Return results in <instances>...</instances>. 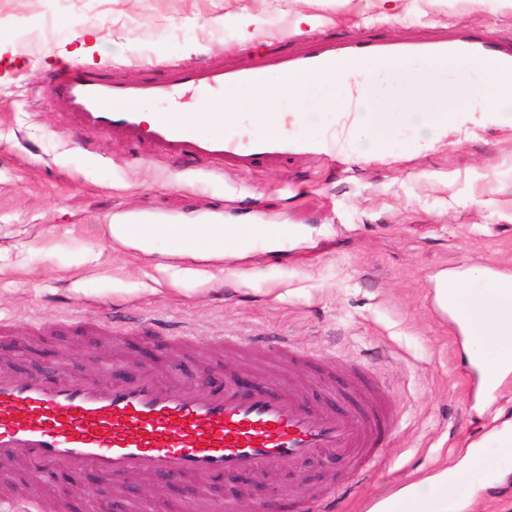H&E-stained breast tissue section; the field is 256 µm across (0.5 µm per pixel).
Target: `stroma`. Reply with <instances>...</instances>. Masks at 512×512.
Masks as SVG:
<instances>
[{
	"label": "stroma",
	"mask_w": 512,
	"mask_h": 512,
	"mask_svg": "<svg viewBox=\"0 0 512 512\" xmlns=\"http://www.w3.org/2000/svg\"><path fill=\"white\" fill-rule=\"evenodd\" d=\"M254 17L242 42L225 15ZM319 26H296L298 15ZM50 20V39L19 48L16 33ZM95 28L91 61L77 55L76 27ZM471 29L512 44V0H0V318L10 320L18 375L36 366L104 377L108 360L215 381L256 379L259 364L234 350L158 353L152 337L111 341L102 312L150 319L163 335L188 331L206 345L224 336L288 337L337 368H372L400 422L381 461L357 477L341 462L316 471L336 492L333 512H368L407 481L456 464L512 411V378L477 409L479 378L455 324L437 307L443 270L512 275V127L480 111L461 113L433 141L395 131L385 155L346 151L336 161L291 154L277 165L215 176L210 162H174L93 129L67 125L44 98L60 69L87 64L113 77H163L176 66L257 62L295 53L310 36H379L394 43L453 37ZM122 216L172 224H302L311 240L277 252L254 245L241 262L146 255L113 239ZM314 379L310 400L358 408L357 383L318 365L280 366ZM494 488L482 464L464 472V512H512V454Z\"/></svg>",
	"instance_id": "1"
}]
</instances>
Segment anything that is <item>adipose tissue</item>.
<instances>
[{
    "label": "adipose tissue",
    "mask_w": 512,
    "mask_h": 512,
    "mask_svg": "<svg viewBox=\"0 0 512 512\" xmlns=\"http://www.w3.org/2000/svg\"><path fill=\"white\" fill-rule=\"evenodd\" d=\"M111 232L113 238L146 254L162 242L169 255L206 261H238L247 257L255 243L276 251L283 242L299 243L308 237L307 229L298 224H115ZM441 295L478 312L480 321L470 330L478 350L468 360L479 368L485 389L498 387L512 374V276L486 278L484 293L477 296L468 279L447 275ZM450 496L448 471L442 468L401 486L369 512H448Z\"/></svg>",
    "instance_id": "1"
}]
</instances>
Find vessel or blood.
I'll return each mask as SVG.
<instances>
[{"instance_id": "b4317fda", "label": "vessel or blood", "mask_w": 512, "mask_h": 512, "mask_svg": "<svg viewBox=\"0 0 512 512\" xmlns=\"http://www.w3.org/2000/svg\"><path fill=\"white\" fill-rule=\"evenodd\" d=\"M468 57L512 66V47L459 35L453 39L411 41L397 47L375 40L326 42L312 37L303 52L241 66H181L166 77L127 82L99 79L81 67L61 70L51 87L49 105L72 126L91 128L132 145H146L166 158H193L246 169L256 160L280 162L288 150H311L332 158L347 145L348 116L323 139L303 140L280 134L244 142L224 126V91L262 81L268 70L279 74L311 72L330 58L384 62L393 56ZM195 90L208 106L212 133L189 134L183 112L160 113L145 123L147 100L179 103L184 90ZM215 349L262 356V344L227 336ZM309 382L271 373L269 383L245 392L235 380L207 388L200 382L166 377L153 367L134 370L112 382L55 372L18 376L0 366V461L39 470H68L76 475L120 477L138 473L159 489L171 478L193 479L207 489L184 503L181 512H237V495H214L225 477L243 474L275 484L283 469L299 470L328 455L354 463L358 470L376 465L380 434L396 415L381 399L366 395L352 415L310 406ZM35 489L19 496L1 495L8 512H41Z\"/></svg>"}]
</instances>
